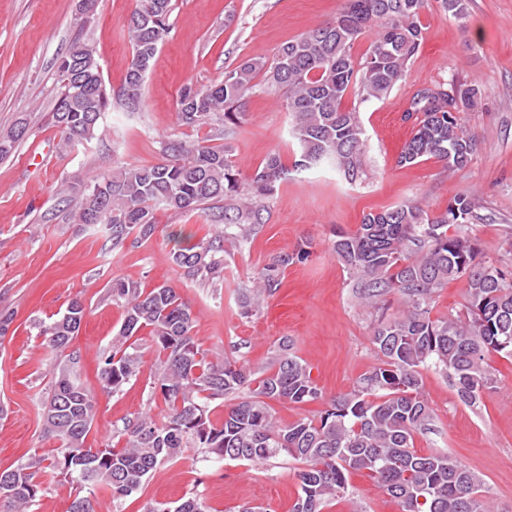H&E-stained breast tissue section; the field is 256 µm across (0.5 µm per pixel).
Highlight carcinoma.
Returning a JSON list of instances; mask_svg holds the SVG:
<instances>
[{
  "label": "carcinoma",
  "mask_w": 512,
  "mask_h": 512,
  "mask_svg": "<svg viewBox=\"0 0 512 512\" xmlns=\"http://www.w3.org/2000/svg\"><path fill=\"white\" fill-rule=\"evenodd\" d=\"M425 0H344L336 18L281 45L274 60L247 59L224 69L222 80L204 86L187 83L177 98L182 125L200 127L224 122L229 137L241 122L244 100L261 79L286 98L291 136L297 144L293 168L336 165L345 179L364 175L365 130L359 106L385 99L404 79L423 41ZM172 0H140L126 27L133 54L121 97L135 104L144 79L169 29ZM375 37L359 56L354 45L364 31ZM74 57L59 64L61 91L54 119L58 146L68 150L93 139L111 103L94 49L77 39ZM455 111H448V92ZM481 97L475 85L451 82L416 95L403 121L411 136L397 164L441 162L453 172L466 167L478 149L477 135L459 113ZM352 105H347V101ZM27 134L18 122L0 136V159L10 155ZM284 173L280 155L257 166L242 186L239 171L224 145L173 139L162 147V160L148 166L116 165L100 181L69 185L79 202L71 214L76 224L103 226L119 249L133 232L148 239L160 207L194 212L209 202L224 201L215 220L224 230L207 240L178 246L174 264L190 279L223 277L225 242L238 247L256 226L266 223L261 201L271 196ZM479 219L466 195L453 198L444 212L431 214L417 204L391 207L364 216L352 233L336 235L333 250L355 276L360 303L384 310V298L398 293L405 310L381 317L373 330L380 362L359 378L353 390L330 400L316 419L287 426L276 420L270 400L304 403L323 393L307 366L278 346L269 364L253 369L237 360H212L192 336L189 305L168 284L146 290L123 279L112 280V300L122 303L125 318L100 370L102 388L118 393L139 372L140 356L130 339L150 330L158 348L154 385L165 409H148L112 429L102 448L85 446L94 422L95 402L80 381V355L70 349L85 315L81 300L49 323L37 322L55 355L44 405V432L60 442V455L49 461L34 455L0 470V512H32L40 490V473L62 477L76 488L70 512H99L95 489L112 498L138 491L160 464L187 448H200L214 459L265 462L287 457L304 464L297 477L301 493L292 512H323L327 502L348 491V477L361 472L394 498L401 512H489L485 483L444 451L422 454L415 437L430 430L433 412L422 398V371L446 373L461 402L474 405L493 383L488 355L512 357V269L486 258L461 227ZM309 256V243L270 259L253 286L242 288L245 313H261L262 297L280 285L285 269ZM466 280L467 301L450 316H431L433 293L452 280ZM239 396L211 419L217 402ZM146 512H208L202 498L190 496L175 506Z\"/></svg>",
  "instance_id": "carcinoma-1"
}]
</instances>
